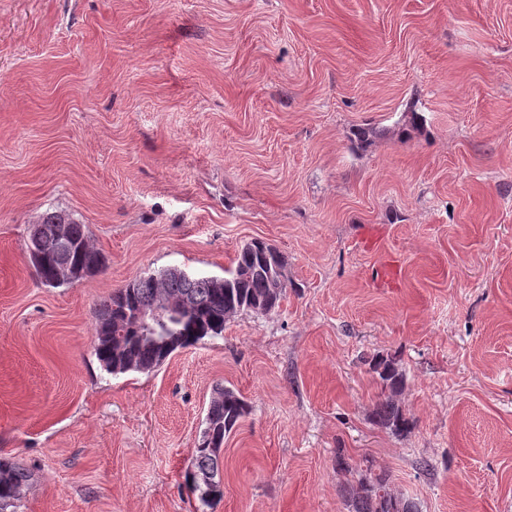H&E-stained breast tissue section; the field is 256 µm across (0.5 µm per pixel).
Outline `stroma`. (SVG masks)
Segmentation results:
<instances>
[{
	"label": "stroma",
	"instance_id": "obj_1",
	"mask_svg": "<svg viewBox=\"0 0 512 512\" xmlns=\"http://www.w3.org/2000/svg\"><path fill=\"white\" fill-rule=\"evenodd\" d=\"M49 210L105 268L42 285ZM255 238L278 307L102 369L103 299ZM219 386L251 411L204 502ZM0 455L32 473L18 512H347L366 467L421 512H512V0H0ZM378 375L382 388L378 401L372 411L373 421L394 434L406 433L411 427L398 396L404 385V373L393 358L377 356L370 362ZM249 403L234 389L218 390L208 409L205 428L193 451L187 478L204 502L222 493L219 473V452L224 437L250 413ZM192 479V480H191Z\"/></svg>",
	"mask_w": 512,
	"mask_h": 512
}]
</instances>
